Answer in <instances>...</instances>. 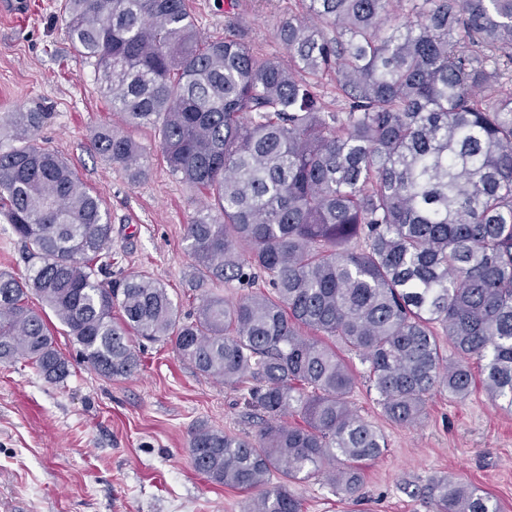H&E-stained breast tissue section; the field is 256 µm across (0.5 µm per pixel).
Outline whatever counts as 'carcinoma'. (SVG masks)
I'll use <instances>...</instances> for the list:
<instances>
[{
	"label": "carcinoma",
	"mask_w": 512,
	"mask_h": 512,
	"mask_svg": "<svg viewBox=\"0 0 512 512\" xmlns=\"http://www.w3.org/2000/svg\"><path fill=\"white\" fill-rule=\"evenodd\" d=\"M63 13L124 125L99 124L94 152L141 180L156 151L205 191L187 249L203 278L250 292L204 294L182 319L154 279L112 280L108 212L37 143L48 113L8 112L0 214L31 265L0 273V363L70 375L33 294L104 377L137 370L132 337L173 342L259 420L251 437L200 422L189 439L196 471L252 493L244 512H302L288 484L321 474L355 499L361 463L386 451L338 345L396 424H417L438 391L466 399L472 360L512 408V0H302L279 28L286 62L238 30L202 39L188 0H65ZM144 129L154 144L134 137ZM409 495L502 512L448 475Z\"/></svg>",
	"instance_id": "carcinoma-1"
}]
</instances>
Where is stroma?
I'll use <instances>...</instances> for the list:
<instances>
[{
  "label": "stroma",
  "mask_w": 512,
  "mask_h": 512,
  "mask_svg": "<svg viewBox=\"0 0 512 512\" xmlns=\"http://www.w3.org/2000/svg\"><path fill=\"white\" fill-rule=\"evenodd\" d=\"M20 16L0 8V113L40 111L43 146L74 166L100 196L112 224L113 278L144 274L164 286L181 316L201 291L186 251L185 227L201 191L172 177L153 155L147 177L132 182L90 149L101 120L120 124L99 92L93 66L74 55L64 0H22ZM204 37L236 23L268 57L285 58L278 28L297 0H190ZM58 350L72 362L63 385L46 383L25 362L0 363V512H242L247 496L195 471L188 449L197 422L240 436L257 427L239 393L197 373L167 340L134 338L138 371L107 378L84 363L62 326ZM353 403L388 448L362 466L361 500L336 495L323 478L293 484L303 512H433L409 485L452 474L491 492L512 512V408L483 388L463 401L431 398L414 427L388 420L357 357Z\"/></svg>",
  "instance_id": "stroma-1"
}]
</instances>
